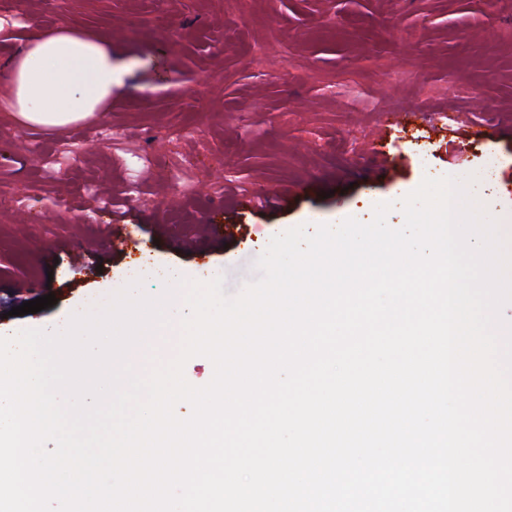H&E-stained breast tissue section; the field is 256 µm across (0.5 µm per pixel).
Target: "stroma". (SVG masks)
Instances as JSON below:
<instances>
[{"label": "stroma", "mask_w": 512, "mask_h": 512, "mask_svg": "<svg viewBox=\"0 0 512 512\" xmlns=\"http://www.w3.org/2000/svg\"><path fill=\"white\" fill-rule=\"evenodd\" d=\"M0 18L95 33L126 65L88 128L61 137L0 112L8 324L148 264L220 266L236 294L270 233L368 220L427 176L483 173L489 214L512 212V0H0ZM396 104L425 121L386 127ZM49 293L56 305L12 315Z\"/></svg>", "instance_id": "1"}]
</instances>
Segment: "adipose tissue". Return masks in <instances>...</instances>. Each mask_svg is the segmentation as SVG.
<instances>
[{"instance_id": "adipose-tissue-1", "label": "adipose tissue", "mask_w": 512, "mask_h": 512, "mask_svg": "<svg viewBox=\"0 0 512 512\" xmlns=\"http://www.w3.org/2000/svg\"><path fill=\"white\" fill-rule=\"evenodd\" d=\"M121 83L111 43L64 23L17 39L0 58V110L19 127L61 133L103 111Z\"/></svg>"}]
</instances>
